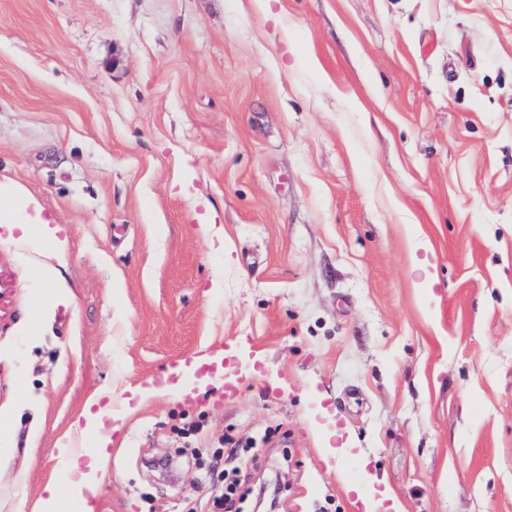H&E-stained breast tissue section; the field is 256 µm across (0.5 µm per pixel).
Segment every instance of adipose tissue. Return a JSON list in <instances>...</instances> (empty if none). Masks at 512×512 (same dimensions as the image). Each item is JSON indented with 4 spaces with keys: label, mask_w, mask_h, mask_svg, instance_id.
Returning <instances> with one entry per match:
<instances>
[{
    "label": "adipose tissue",
    "mask_w": 512,
    "mask_h": 512,
    "mask_svg": "<svg viewBox=\"0 0 512 512\" xmlns=\"http://www.w3.org/2000/svg\"><path fill=\"white\" fill-rule=\"evenodd\" d=\"M0 225L10 231H19L24 238L34 235L48 240L57 239L61 230L60 225L44 219L41 212H28L21 197L2 189ZM107 414V408L94 410L87 407L71 423V432L97 437V451L85 460L71 450L69 442H60L59 462L64 479L60 482L52 479L45 484L33 512H68L72 507L79 508L80 512H93L91 501L106 475L113 444V432L105 427Z\"/></svg>",
    "instance_id": "obj_1"
}]
</instances>
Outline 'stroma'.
<instances>
[{"label":"stroma","mask_w":512,"mask_h":512,"mask_svg":"<svg viewBox=\"0 0 512 512\" xmlns=\"http://www.w3.org/2000/svg\"><path fill=\"white\" fill-rule=\"evenodd\" d=\"M0 183L67 239L0 230V512L95 393L219 348L121 420L95 512H220L232 449L240 512L265 479L277 512H512V0H0ZM422 250L425 255L420 258L417 256V252ZM432 253L428 243L423 239H416L413 242V261L416 269L420 272V281L417 284L419 288H424L426 293L433 297V286L437 282L436 272H433L431 269H434L435 266L428 260V254Z\"/></svg>","instance_id":"1"}]
</instances>
